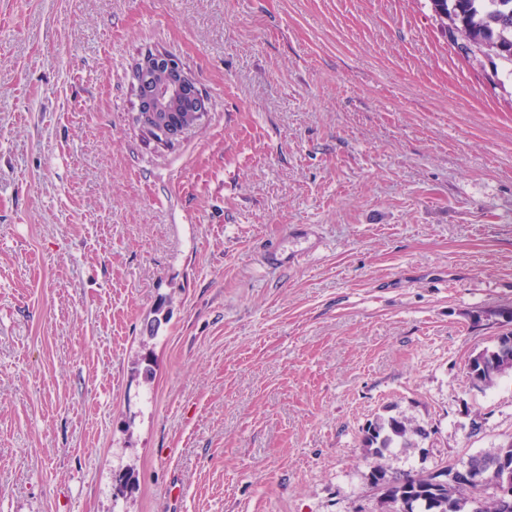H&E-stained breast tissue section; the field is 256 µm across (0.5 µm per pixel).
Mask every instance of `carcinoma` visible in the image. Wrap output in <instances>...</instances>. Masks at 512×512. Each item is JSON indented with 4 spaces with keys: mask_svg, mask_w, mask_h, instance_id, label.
<instances>
[{
    "mask_svg": "<svg viewBox=\"0 0 512 512\" xmlns=\"http://www.w3.org/2000/svg\"><path fill=\"white\" fill-rule=\"evenodd\" d=\"M431 17L451 45L466 42L464 56L469 63L487 70L483 58H492L493 75L509 68L512 75V0H428ZM512 375V350L496 356L493 364L481 369L475 387L484 390ZM430 437L422 426L402 416L378 415L362 430V446L369 460V486L378 489V512H393V503L402 500L408 512H499L495 499L499 481L512 480V439L468 457L484 479L463 488L451 478L455 465L447 460L431 468L392 470L386 464L393 448L419 447Z\"/></svg>",
    "mask_w": 512,
    "mask_h": 512,
    "instance_id": "1",
    "label": "carcinoma"
}]
</instances>
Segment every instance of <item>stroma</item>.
Masks as SVG:
<instances>
[{
  "label": "stroma",
  "instance_id": "35a3bbf8",
  "mask_svg": "<svg viewBox=\"0 0 512 512\" xmlns=\"http://www.w3.org/2000/svg\"><path fill=\"white\" fill-rule=\"evenodd\" d=\"M423 3L0 0V512H377L376 415L394 469L512 438V90ZM153 55L159 56L157 54ZM153 55H145L138 63L145 65L146 61L151 59L150 63L152 66L158 65L162 68L167 67V70H172L174 72L179 73L181 75V81L177 84H174L171 81H169L165 77V75L158 76L156 82L152 87V103L150 108L142 107L141 101H143L144 99L142 90L143 86L141 78L138 77V72H136V70H138V63H136L133 69V80L135 81L136 92L141 102L138 117L140 119V124L142 125V127L154 138H156L157 140H170L181 135L183 132L190 129L197 123L200 116L206 110V100L201 93L198 94L196 110L194 112H187L193 106V99L191 95L188 94V92L182 93L178 111L187 112V114L184 115L181 126L170 125L166 116H162L159 113L160 108L155 107V104L157 103V101L163 103L165 108L167 107L164 112H168L176 108L178 105L176 92L179 90V86L195 85L192 78L188 75L187 72L181 69L178 63H176L172 59H167L168 62H166L164 66H161L158 63V59ZM507 375H512V351L510 348L497 354L495 364L490 363L481 369L479 375H477L478 383H474L473 378L471 383L479 390L490 389Z\"/></svg>",
  "mask_w": 512,
  "mask_h": 512
}]
</instances>
